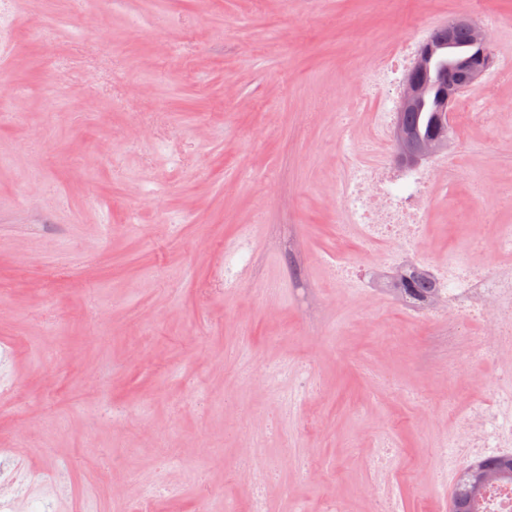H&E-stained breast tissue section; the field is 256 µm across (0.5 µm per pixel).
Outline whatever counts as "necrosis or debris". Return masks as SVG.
<instances>
[{"instance_id":"obj_1","label":"necrosis or debris","mask_w":512,"mask_h":512,"mask_svg":"<svg viewBox=\"0 0 512 512\" xmlns=\"http://www.w3.org/2000/svg\"><path fill=\"white\" fill-rule=\"evenodd\" d=\"M421 39L402 42L389 55L374 60L366 73L367 85L380 98L370 118L367 140L388 144L399 112L396 98L405 72L414 66ZM344 184L335 195L339 233L356 239L363 248L379 247L382 267L406 265L429 285L425 300L409 303L411 323L424 328L459 320L472 323L473 332L457 349L455 364L468 369L496 357L512 346V270H494L450 248L447 257L430 259L422 247L426 205L440 171L457 162L454 154L438 153L430 168L385 159L374 166L362 163L353 144ZM512 452V395L492 403L472 404L460 417L456 434L441 453L443 466L457 470L463 462H476ZM35 476L16 457H0V512H47L44 499L32 496Z\"/></svg>"}]
</instances>
